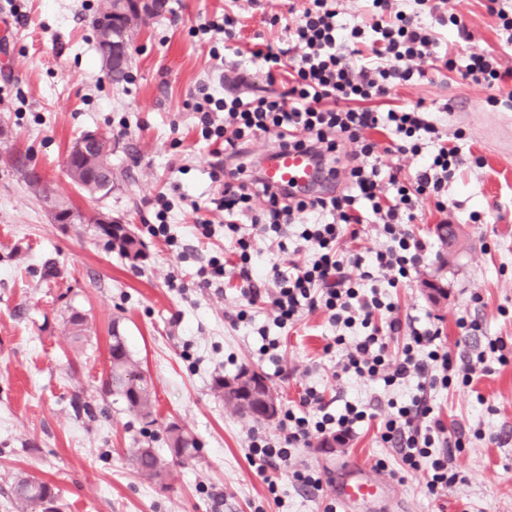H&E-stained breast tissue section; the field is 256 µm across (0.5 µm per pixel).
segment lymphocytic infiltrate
<instances>
[{"instance_id":"f902f5d3","label":"lymphocytic infiltrate","mask_w":512,"mask_h":512,"mask_svg":"<svg viewBox=\"0 0 512 512\" xmlns=\"http://www.w3.org/2000/svg\"><path fill=\"white\" fill-rule=\"evenodd\" d=\"M370 9L371 21L346 25L338 22L333 0H310L284 41L265 43L252 53L268 75L287 73L289 88L282 99L228 91L219 99L205 96L197 112L203 138L222 140L225 161L235 164L236 174L225 180L217 206L224 212L225 233L235 237L242 299L251 306L266 305L282 328L318 310L334 324L361 325L362 335L337 336L346 351L336 373L379 380L388 388L414 385L409 400L389 401L381 439L396 448L406 469L426 470L427 488L434 493L457 475L448 469L453 445L434 413L431 395L448 384L451 374L468 386L485 369L470 360L453 367L441 329L430 321L404 325L379 285L397 287L426 259L427 246L411 225L425 196L444 208L442 194L461 164L460 148L444 139L422 106L380 112L370 103L397 86L426 79V63L446 61L438 31L446 19L432 0H413L407 11L397 9L396 0H370ZM216 110L224 114L219 126L212 118ZM375 130L391 136L395 152L421 156L420 166L408 175L398 165L381 167L370 137ZM266 134L274 135L278 145L311 150L328 175L338 179L337 190L303 199L263 184L248 168L246 148L252 138ZM347 141L357 145L349 155L343 152ZM256 196L265 199L267 208L246 236L235 217ZM365 224L376 225L387 240L385 248L367 258L343 247L359 237ZM293 226L298 241L311 249V259L257 271L253 239L276 241L284 252ZM400 334L405 337L401 354L389 358L388 344ZM330 406L321 391L307 388L300 411L285 412L276 438L251 436L249 459L266 470L269 491L277 489L276 472L285 470L297 486L321 489L315 471L289 470L293 449L311 447L313 437L328 431L352 436L367 417L352 403L338 414Z\"/></svg>"}]
</instances>
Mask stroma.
I'll return each instance as SVG.
<instances>
[{"instance_id":"stroma-1","label":"stroma","mask_w":512,"mask_h":512,"mask_svg":"<svg viewBox=\"0 0 512 512\" xmlns=\"http://www.w3.org/2000/svg\"><path fill=\"white\" fill-rule=\"evenodd\" d=\"M104 0H0V512H10V485L20 477L45 481L59 512H323L329 488L299 491L289 474L270 493L248 458L251 434L275 437L278 420L257 421L225 406L216 378L246 369L262 374L280 409L298 408L308 387L338 403L387 415L388 399L413 390H388L356 378L336 379L344 354L326 313L307 314L277 328L261 306L239 296L234 247L223 232L199 235L205 218L224 221L212 205L221 186L211 177L214 143L198 127L200 92L223 96L238 77L244 91L277 96L287 85L268 79L249 48L276 41L295 26L307 0H168L167 12L133 26L126 82L112 83L96 49L93 21ZM470 37H448L452 66L435 64L425 80L398 87V103H424L463 163L448 182L445 210L425 207L413 224L431 245L427 260L388 298L402 320L434 321L453 363L476 356L486 337L512 340V109L505 86L463 76L474 54L512 67V45L484 0H447ZM232 14L241 21L234 49L201 24ZM455 111H445V103ZM103 136L115 171L110 195L92 197L64 174L66 158L85 132ZM35 169L73 210L103 213L128 224L142 242L132 260L108 246L95 225L60 224L28 184ZM168 201L167 222L182 243L174 251L153 236L158 199ZM463 228L455 253L442 247L436 224ZM225 259L224 278L203 286L199 269ZM447 296L432 301L426 285ZM90 327L84 349L68 331L72 312ZM477 320L468 336L459 319ZM277 338L276 361L261 356L262 336ZM125 337L155 404L142 418L130 412L105 382L113 332ZM496 357L471 386L452 379L436 390V415L462 447L448 467L452 486L430 494L423 472L404 470L384 444L375 421L333 449L321 440L297 448L292 462L334 474L356 460L385 474L397 496L384 512H512V349ZM178 424L197 443L194 461L174 467L167 489L138 476L129 456L138 448L167 455L166 428Z\"/></svg>"}]
</instances>
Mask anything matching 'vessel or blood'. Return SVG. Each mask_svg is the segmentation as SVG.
I'll return each mask as SVG.
<instances>
[{
    "instance_id": "vessel-or-blood-1",
    "label": "vessel or blood",
    "mask_w": 512,
    "mask_h": 512,
    "mask_svg": "<svg viewBox=\"0 0 512 512\" xmlns=\"http://www.w3.org/2000/svg\"><path fill=\"white\" fill-rule=\"evenodd\" d=\"M320 167L313 155L303 148L282 146L267 152L261 162V178L269 186L288 191L302 192L314 183L330 189V180H319ZM350 476L333 484L332 490L344 507L361 502H375L393 493L392 481L381 474L369 471L360 464H352Z\"/></svg>"
}]
</instances>
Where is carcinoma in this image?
Returning a JSON list of instances; mask_svg holds the SVG:
<instances>
[{"label": "carcinoma", "instance_id": "cac0c4a2", "mask_svg": "<svg viewBox=\"0 0 512 512\" xmlns=\"http://www.w3.org/2000/svg\"><path fill=\"white\" fill-rule=\"evenodd\" d=\"M67 176L83 190L102 197L112 191V160L108 149L97 148L87 153L74 144L71 160L66 170ZM97 229L107 238L108 245L121 254L135 260L141 253L142 243L135 234L123 224H99ZM67 323L77 342L86 336V321L78 313L69 316ZM111 373L108 378V392L119 395L129 410L149 418L153 414V402L147 390L143 375L133 359L124 337L112 332V344L109 349ZM214 390L224 396V404L235 411L253 415V403L246 405L224 394V378L215 379ZM169 457L158 456L150 448H139L133 454V464L137 473L161 487H166L165 479L169 475L170 464H184L193 457L192 450L196 442L181 427L173 424L167 429ZM11 505L15 512H58L57 496L46 482L20 478L11 486Z\"/></svg>", "mask_w": 512, "mask_h": 512}]
</instances>
